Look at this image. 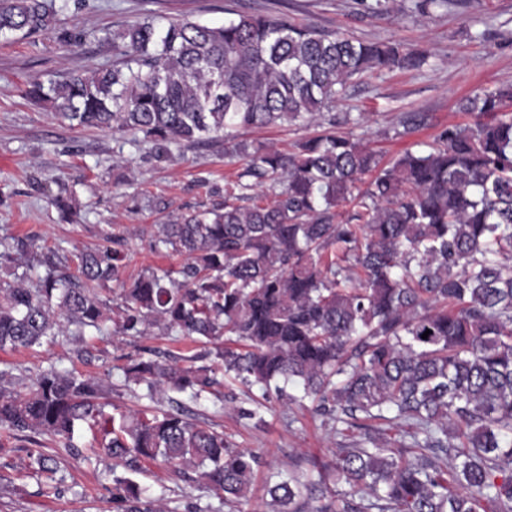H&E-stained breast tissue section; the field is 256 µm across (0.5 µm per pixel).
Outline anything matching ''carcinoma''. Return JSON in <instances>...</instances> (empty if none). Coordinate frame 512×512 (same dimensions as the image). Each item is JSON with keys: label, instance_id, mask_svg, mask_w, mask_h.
<instances>
[{"label": "carcinoma", "instance_id": "1", "mask_svg": "<svg viewBox=\"0 0 512 512\" xmlns=\"http://www.w3.org/2000/svg\"><path fill=\"white\" fill-rule=\"evenodd\" d=\"M58 0H0V37L48 29ZM118 62L90 74L28 83L25 96L82 128L142 134L158 164L202 142L243 161L219 200L160 225L154 250L184 258L125 278L127 237L76 255L51 250L31 286L26 267L0 282V350L70 332L181 336L200 351L142 349L124 357V387L192 401L221 398L230 378L248 389L232 411L257 424L310 401L342 437L330 466L276 472L279 512H512V89L461 101L468 125L443 126L424 150L386 165L352 131L363 116L290 153L236 132L311 122L367 72L417 68L423 52L326 34L280 14H240L222 25L153 16L112 36ZM373 174L365 190L359 183ZM352 205L347 216L336 211ZM29 244L0 237V260ZM119 285L112 292L110 284ZM430 330L427 338H422ZM0 371V429L73 441L99 427L112 457L113 512H163L134 478L169 466L219 506L188 492L184 512H235L261 456L176 407L108 415L94 377L54 367L21 391ZM30 464L52 459L27 449Z\"/></svg>", "mask_w": 512, "mask_h": 512}]
</instances>
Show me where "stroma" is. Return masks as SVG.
Masks as SVG:
<instances>
[{
  "instance_id": "35a3bbf8",
  "label": "stroma",
  "mask_w": 512,
  "mask_h": 512,
  "mask_svg": "<svg viewBox=\"0 0 512 512\" xmlns=\"http://www.w3.org/2000/svg\"><path fill=\"white\" fill-rule=\"evenodd\" d=\"M395 14H375L364 0H65L55 26L21 38L0 39V237L34 240L40 249L75 252L105 243L115 233L129 239L127 273L179 264V257L153 252L151 239L167 216L208 206L209 184L231 186L242 164L226 156L223 144L199 145L184 159L157 167L144 140L130 135L83 130L59 121L24 95L29 81L60 79L73 70L112 65L106 34L121 31L151 13L160 22L183 17L219 25L241 12L284 14L322 30L345 31L365 41L401 44L426 52L418 69L367 73L354 79L336 112L363 113L357 131L389 162L437 128L468 124L459 100L484 88L512 86V0H451L448 8L421 16L417 0H392ZM87 32L81 50L66 52L62 32ZM427 112L431 126L407 134L401 119ZM325 120L309 125H276L244 132L245 140L289 151L298 140L321 133ZM74 193L73 220L50 203L61 187ZM92 359L81 358L76 343L57 340L32 348L0 350V369L30 378L49 367L101 378L109 401L123 411L142 408L122 386L120 357L147 346L190 355L193 343L176 336L115 340L111 332L88 339ZM187 414L224 429L262 458L241 512H271L265 481L269 472L291 470L317 460L331 462L339 436L331 435L312 407L274 406L256 426L227 415L220 403L184 401ZM99 435L82 429L78 453L63 438L0 430V512H112V459L98 447ZM41 449L57 467L55 481L35 475L27 451Z\"/></svg>"
}]
</instances>
